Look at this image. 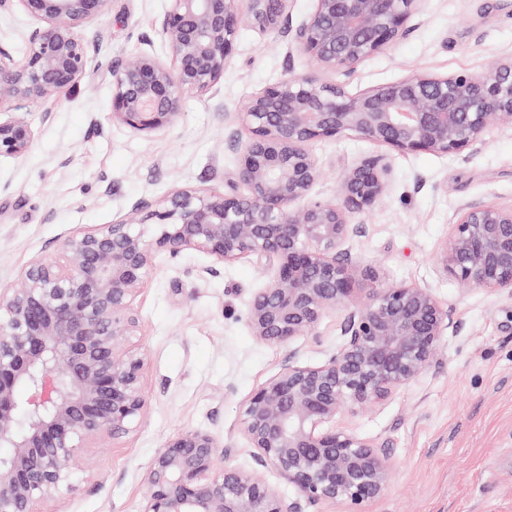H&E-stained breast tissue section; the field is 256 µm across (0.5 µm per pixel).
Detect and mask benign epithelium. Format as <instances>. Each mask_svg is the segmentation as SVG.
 <instances>
[{"mask_svg": "<svg viewBox=\"0 0 512 512\" xmlns=\"http://www.w3.org/2000/svg\"><path fill=\"white\" fill-rule=\"evenodd\" d=\"M168 2L156 32L171 61L140 52L112 66V118L126 127L155 133L179 116L184 93L215 92L244 23L287 38L336 80L287 74L265 87L224 113L239 153L223 189L176 186L154 204L136 202L128 219L68 236L62 258L33 259L0 293V512H39L69 487L79 449L107 447L145 414L147 354L130 345L140 325L134 299L156 254L185 251L210 258L207 274L246 256L263 264L267 278L247 314L260 341L316 337L327 314H346L321 364L288 360L243 404L257 464L277 471L294 497L227 462L223 441L193 430L151 459L144 512H307L326 503L366 512L388 486L392 461L336 420L433 367L450 310L430 289L390 282L352 258L359 226L350 216L387 198L391 156L344 169L336 197L317 199L310 145L352 134L398 153L461 155L512 126V57L476 74H420L351 93L357 66L408 36L424 0H313L296 25L291 0ZM109 3L0 0V9L17 5L37 21L22 57L0 44V104L76 85L92 58L80 28ZM36 138L19 113L0 111V160L26 156ZM439 264L462 286L512 291V206L463 205ZM360 277L370 288L352 306Z\"/></svg>", "mask_w": 512, "mask_h": 512, "instance_id": "obj_1", "label": "benign epithelium"}]
</instances>
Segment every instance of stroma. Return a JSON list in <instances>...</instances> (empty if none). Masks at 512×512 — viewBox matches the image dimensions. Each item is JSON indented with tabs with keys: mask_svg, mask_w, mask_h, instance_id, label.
<instances>
[{
	"mask_svg": "<svg viewBox=\"0 0 512 512\" xmlns=\"http://www.w3.org/2000/svg\"><path fill=\"white\" fill-rule=\"evenodd\" d=\"M166 0H111L85 24L94 49L79 85L29 104L32 151L0 161V291L35 257L56 258L71 234L127 218L137 200L173 187L222 189L238 149L224 137V114L287 72L329 80L299 52L241 25L217 95L184 93L169 128L145 135L112 120V65L122 57L165 56L156 26ZM512 55V0H425L413 33L361 62L356 93L417 74L479 72ZM334 197L342 170L381 153L354 135L312 144ZM389 196L354 215L353 257L392 281L431 289L451 308L453 332L434 367L385 403L345 412L337 428L382 443L394 461L384 493L368 512H512V292L462 289L438 264L457 211L469 202L512 205V129L493 130L462 156L393 154ZM209 261L187 251L160 254L138 290L135 348L145 351V415L105 448L81 449L72 487L42 512H144L147 466L169 439L205 430L223 439L230 462L255 468L241 432L243 402L287 358L316 366L333 349L341 314L318 339L268 344L246 313L265 281L255 258L202 275Z\"/></svg>",
	"mask_w": 512,
	"mask_h": 512,
	"instance_id": "35a3bbf8",
	"label": "stroma"
}]
</instances>
